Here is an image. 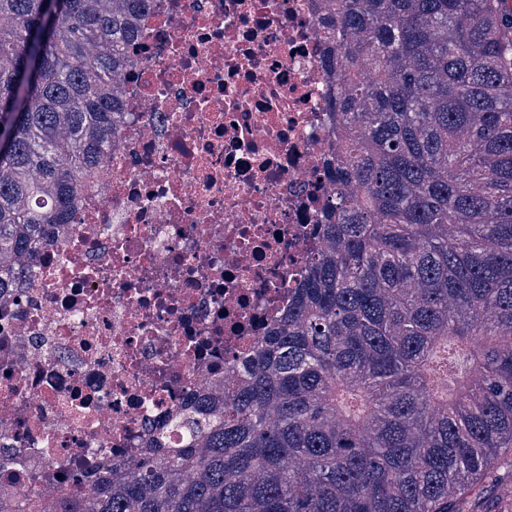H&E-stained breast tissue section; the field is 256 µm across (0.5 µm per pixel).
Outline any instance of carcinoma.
I'll use <instances>...</instances> for the list:
<instances>
[{"label": "carcinoma", "mask_w": 512, "mask_h": 512, "mask_svg": "<svg viewBox=\"0 0 512 512\" xmlns=\"http://www.w3.org/2000/svg\"><path fill=\"white\" fill-rule=\"evenodd\" d=\"M321 2L335 191L288 314L139 457L28 512H459L512 450V9ZM148 4L0 0V289L107 164Z\"/></svg>", "instance_id": "carcinoma-1"}]
</instances>
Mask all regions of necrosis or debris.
I'll return each instance as SVG.
<instances>
[{
  "mask_svg": "<svg viewBox=\"0 0 512 512\" xmlns=\"http://www.w3.org/2000/svg\"><path fill=\"white\" fill-rule=\"evenodd\" d=\"M320 0H150L70 233L0 291V495L139 455L284 316L335 147Z\"/></svg>",
  "mask_w": 512,
  "mask_h": 512,
  "instance_id": "necrosis-or-debris-1",
  "label": "necrosis or debris"
}]
</instances>
